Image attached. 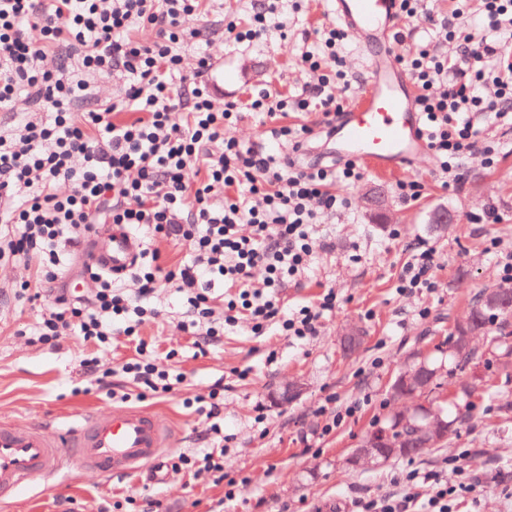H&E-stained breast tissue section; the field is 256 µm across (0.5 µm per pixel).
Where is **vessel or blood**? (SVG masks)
<instances>
[{
    "mask_svg": "<svg viewBox=\"0 0 512 512\" xmlns=\"http://www.w3.org/2000/svg\"><path fill=\"white\" fill-rule=\"evenodd\" d=\"M329 11L366 57L356 100L337 117L322 139L324 154L366 164L391 177L429 151L420 133L416 94L393 50L401 25L400 0H329ZM137 240L113 228L108 247L94 260L115 273L127 272ZM174 436L160 417L143 408L94 411L54 429L0 419V506L27 487L50 488L66 464L101 477H125L157 463Z\"/></svg>",
    "mask_w": 512,
    "mask_h": 512,
    "instance_id": "1",
    "label": "vessel or blood"
}]
</instances>
